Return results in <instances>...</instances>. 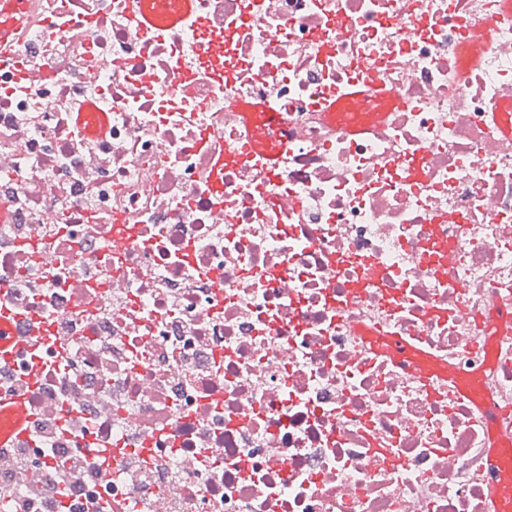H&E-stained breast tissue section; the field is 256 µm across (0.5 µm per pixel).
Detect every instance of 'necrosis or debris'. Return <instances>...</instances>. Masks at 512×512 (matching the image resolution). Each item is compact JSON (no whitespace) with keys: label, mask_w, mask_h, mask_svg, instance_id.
Instances as JSON below:
<instances>
[{"label":"necrosis or debris","mask_w":512,"mask_h":512,"mask_svg":"<svg viewBox=\"0 0 512 512\" xmlns=\"http://www.w3.org/2000/svg\"><path fill=\"white\" fill-rule=\"evenodd\" d=\"M199 10L160 38L128 0H35L0 68V301L41 284L32 323L75 347L65 382L112 424L113 477L70 498L499 512L512 138L490 113L512 110V0ZM363 82L387 96L347 98ZM232 97L281 112L280 175L244 156Z\"/></svg>","instance_id":"obj_1"}]
</instances>
